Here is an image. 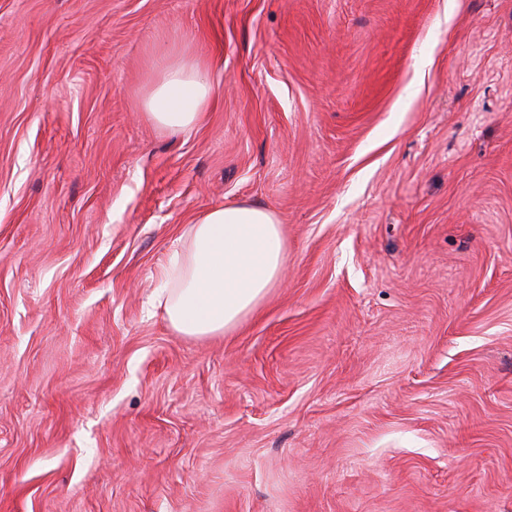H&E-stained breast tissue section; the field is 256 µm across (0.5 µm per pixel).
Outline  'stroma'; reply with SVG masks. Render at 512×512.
<instances>
[{"instance_id":"1","label":"stroma","mask_w":512,"mask_h":512,"mask_svg":"<svg viewBox=\"0 0 512 512\" xmlns=\"http://www.w3.org/2000/svg\"><path fill=\"white\" fill-rule=\"evenodd\" d=\"M238 203L281 282L179 335ZM0 512H512V0H0ZM213 95L214 87L198 59L169 52L141 105L153 123L178 134L200 121ZM159 273L155 301L182 336H224L275 288L287 260L282 224L247 204L209 209L187 224Z\"/></svg>"}]
</instances>
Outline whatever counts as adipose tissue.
Wrapping results in <instances>:
<instances>
[{
  "instance_id": "adipose-tissue-1",
  "label": "adipose tissue",
  "mask_w": 512,
  "mask_h": 512,
  "mask_svg": "<svg viewBox=\"0 0 512 512\" xmlns=\"http://www.w3.org/2000/svg\"><path fill=\"white\" fill-rule=\"evenodd\" d=\"M213 95L203 64L170 52L142 109L153 123L178 134L200 121ZM181 241V250L159 273L155 300L168 325L183 336L233 330L279 284L287 260L278 217L247 204L204 211L186 226Z\"/></svg>"
}]
</instances>
